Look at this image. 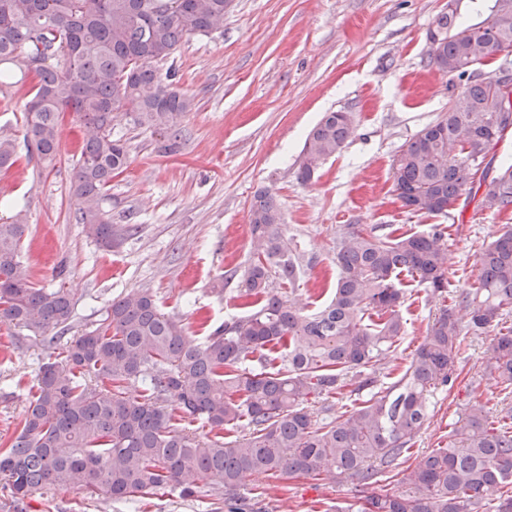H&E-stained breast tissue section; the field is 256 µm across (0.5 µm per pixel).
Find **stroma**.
Instances as JSON below:
<instances>
[{"mask_svg":"<svg viewBox=\"0 0 512 512\" xmlns=\"http://www.w3.org/2000/svg\"><path fill=\"white\" fill-rule=\"evenodd\" d=\"M493 0H232L222 28L182 42L172 63L176 87L193 100L179 120L181 147L166 155L163 135L115 121L131 165L112 178L99 206L122 241L98 248L75 220L69 188L84 132L65 117L56 160L41 164L21 141L30 79L0 92V135L18 140L16 167L0 171V218L25 210L21 259L40 286L65 285L74 302V332L100 319L113 298L150 290L163 310L181 319L189 340L201 341V318L219 324L251 312L241 294L254 247L249 204L257 190L275 195L292 238L307 259L294 298L306 312L330 300L336 285V240L345 225L397 236L439 227L448 249V295L471 287L482 247L512 216L482 210L477 201L445 214L406 212L391 166L403 146L435 121L457 96L429 63L428 34L448 7L462 21L485 18ZM327 112H350L354 126L342 150L309 183L297 178L306 136ZM405 333L379 366L391 386L423 344L443 302L417 279L402 277ZM491 337L467 335L461 374L435 389L429 420L397 466L379 473L380 493L405 490L415 457L447 444L448 426L472 405L496 414L504 397L485 369ZM49 349L42 337L0 327V442L16 432L39 366ZM262 512H339L354 503L355 481L323 475L252 477ZM27 512H225L211 479L196 494L172 493L128 503L81 485L42 489Z\"/></svg>","mask_w":512,"mask_h":512,"instance_id":"obj_1","label":"stroma"}]
</instances>
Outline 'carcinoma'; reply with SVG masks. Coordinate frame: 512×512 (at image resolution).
<instances>
[{
	"mask_svg": "<svg viewBox=\"0 0 512 512\" xmlns=\"http://www.w3.org/2000/svg\"><path fill=\"white\" fill-rule=\"evenodd\" d=\"M227 0H0V89L14 71L32 80L25 104L26 137L39 160L57 156L67 114L87 131L71 182L76 221L110 250L119 238L99 209L112 174L130 164L125 143L112 137L119 114L166 134L164 153L179 147L178 119L193 100L173 88L175 72L158 65L189 37L224 25ZM430 64L448 76L460 104L417 132L392 166L398 199L414 215L453 210L462 196L483 210H512V164L490 173L486 149L512 127L498 109L492 56L512 51V20L495 9L463 26L457 10L441 14ZM25 59L41 65L30 72ZM349 112H326L309 131L298 179L310 182L339 152L351 130ZM16 163V146L0 136V168ZM481 171L475 188L471 171ZM249 224L255 258L241 287L253 311L187 341L182 321L164 312L148 289L112 299L96 323L66 339L41 364L15 440L0 448V488L18 512L44 488L80 484L113 501L133 502L179 491L195 494L196 477L215 481L228 512L250 508L241 493L251 477L322 473L361 486L396 464L429 419L430 392L455 381L465 333L497 328L512 312V227L482 252L478 286L458 305L442 307L402 378L377 390V365L404 333L399 276L418 279L435 297L448 293V254L442 231L380 238L348 224L336 240V287L329 302L306 313L273 293L296 287L302 256L285 236L276 197L254 194ZM23 211L0 221V326L49 337L55 348L71 329L75 303L63 285L38 287L20 260ZM378 320H372V316ZM486 368L503 390L512 388V327L498 331ZM365 393L352 412L334 414L328 400L344 388ZM138 389V395L129 389ZM322 400L318 410L310 397ZM222 430L245 420L248 434L203 442L178 417ZM512 405L497 420L474 405L448 433V444L415 458L407 489L373 492L353 512H512V495L489 506L486 496L512 484Z\"/></svg>",
	"mask_w": 512,
	"mask_h": 512,
	"instance_id": "cac0c4a2",
	"label": "carcinoma"
}]
</instances>
